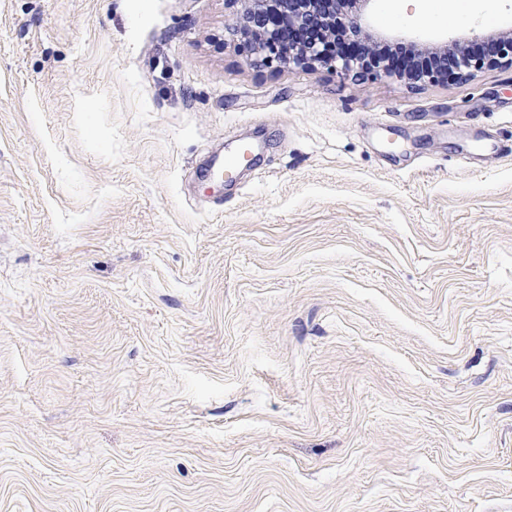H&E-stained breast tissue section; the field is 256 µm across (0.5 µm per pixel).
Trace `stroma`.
<instances>
[{
  "mask_svg": "<svg viewBox=\"0 0 512 512\" xmlns=\"http://www.w3.org/2000/svg\"><path fill=\"white\" fill-rule=\"evenodd\" d=\"M238 9L0 0V512H512V69L257 67ZM251 153L250 149L242 145L230 159L224 160L223 157H215L210 169L207 171V178L211 181L222 182L224 180V172L228 175L237 164L249 160Z\"/></svg>",
  "mask_w": 512,
  "mask_h": 512,
  "instance_id": "35a3bbf8",
  "label": "stroma"
}]
</instances>
